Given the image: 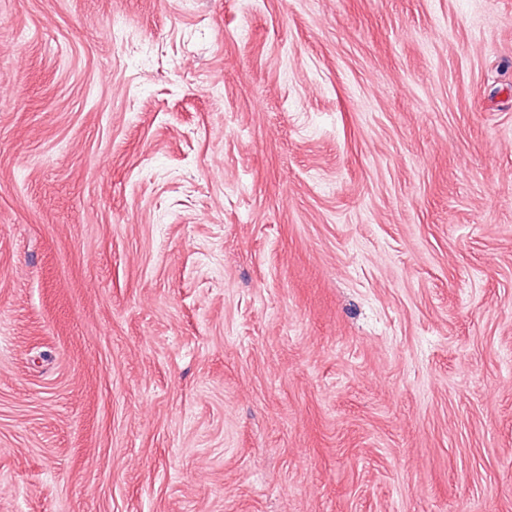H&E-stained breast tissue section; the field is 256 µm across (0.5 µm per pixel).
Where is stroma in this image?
I'll return each mask as SVG.
<instances>
[{
    "label": "stroma",
    "mask_w": 512,
    "mask_h": 512,
    "mask_svg": "<svg viewBox=\"0 0 512 512\" xmlns=\"http://www.w3.org/2000/svg\"><path fill=\"white\" fill-rule=\"evenodd\" d=\"M0 512H512V0H0Z\"/></svg>",
    "instance_id": "35a3bbf8"
}]
</instances>
